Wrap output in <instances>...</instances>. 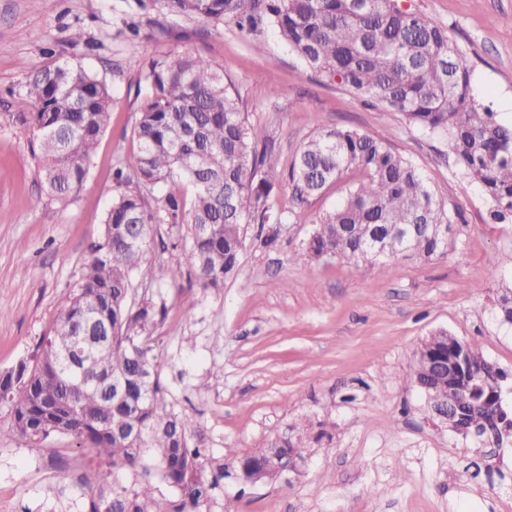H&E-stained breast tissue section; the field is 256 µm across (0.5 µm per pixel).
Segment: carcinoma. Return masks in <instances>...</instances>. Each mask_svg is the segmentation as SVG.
Returning <instances> with one entry per match:
<instances>
[{
	"mask_svg": "<svg viewBox=\"0 0 512 512\" xmlns=\"http://www.w3.org/2000/svg\"><path fill=\"white\" fill-rule=\"evenodd\" d=\"M137 8L199 18L246 37L272 30L308 67L367 97L414 126L446 137L448 156L475 181L494 224H512V124L480 104L472 73L448 31L398 0H134ZM25 96L32 111L15 121L34 136V155L49 192L65 200L82 185L101 135L109 125L110 87L69 61L26 64ZM146 101L134 136L139 153L113 172L115 194L104 219V239L85 265L52 331L33 357L0 373V404L9 434L39 444L67 436L90 463L67 488L83 512H203L220 481L236 475L243 489L256 476L277 480L278 460L302 458L292 444L229 458L191 444L193 421L169 402L154 350L168 316L160 291L137 299L135 281H151L145 253L164 243L161 225L187 224L188 277L218 290L238 275L242 225L280 224L275 182L279 151L266 132L247 124L223 71L192 53L157 58L141 71ZM360 179L336 206L319 216L307 248L315 256L372 262L370 241L391 225L422 224L406 254H437L454 214L438 203L421 171L381 138L354 128L312 136L289 170L303 200L350 169ZM183 181L191 200L168 192L151 208L153 188ZM110 336L85 347L79 366H62L89 325ZM502 371L467 346L466 367L441 382L436 396L458 405V422L473 433L512 434V412L483 405L501 387ZM165 485L173 490L166 496Z\"/></svg>",
	"mask_w": 512,
	"mask_h": 512,
	"instance_id": "carcinoma-1",
	"label": "carcinoma"
}]
</instances>
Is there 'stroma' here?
Masks as SVG:
<instances>
[{"mask_svg":"<svg viewBox=\"0 0 512 512\" xmlns=\"http://www.w3.org/2000/svg\"><path fill=\"white\" fill-rule=\"evenodd\" d=\"M401 4L447 29L477 99L512 122V0ZM130 13L126 0H0V371L52 330L103 240L113 169L139 150L142 69L190 52L223 69L248 123L278 143L284 174L316 132L351 127L385 139L458 213L437 255L354 268L310 254L307 243L358 172L305 202L284 177L275 189L283 223L245 225L238 277L218 291L192 288L189 309L166 275L183 259L188 227L164 225L167 250L148 249L146 259L155 269L149 290L168 298L156 353L172 402L214 454L275 448L286 437L304 450L299 473L245 497L226 484L214 512H512V436L491 448L454 430L414 382L417 348L445 331L504 372L503 405L512 409V327L496 317L512 291V224L490 222L487 199L449 158L443 136L308 68L274 32L246 40L154 13L131 39L120 31ZM75 28L87 44L69 45ZM47 47L112 89L110 124L81 189L65 201L47 192L33 135L14 119L29 109L25 65ZM203 377L209 386L200 391ZM72 445L0 438V512H60L57 491L82 464Z\"/></svg>","mask_w":512,"mask_h":512,"instance_id":"1","label":"stroma"}]
</instances>
